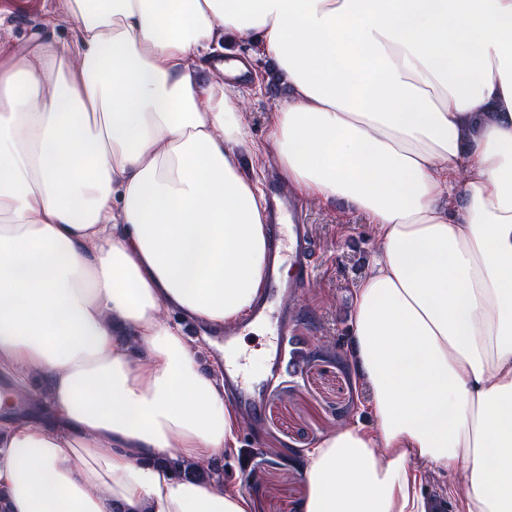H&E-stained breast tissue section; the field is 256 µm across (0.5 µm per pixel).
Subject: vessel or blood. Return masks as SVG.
<instances>
[{"label": "vessel or blood", "mask_w": 512, "mask_h": 512, "mask_svg": "<svg viewBox=\"0 0 512 512\" xmlns=\"http://www.w3.org/2000/svg\"><path fill=\"white\" fill-rule=\"evenodd\" d=\"M267 222L271 228L273 259L265 274L264 293L253 307L250 322L268 326L273 336L271 358L262 379L246 376L244 356L224 362V387L238 401V410L258 420L270 392L269 384L286 366L288 322L294 316L295 295L308 283L313 268L309 227L294 193L283 179L273 181L267 194Z\"/></svg>", "instance_id": "vessel-or-blood-1"}]
</instances>
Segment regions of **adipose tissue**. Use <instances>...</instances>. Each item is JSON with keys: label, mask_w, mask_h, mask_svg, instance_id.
<instances>
[{"label": "adipose tissue", "mask_w": 512, "mask_h": 512, "mask_svg": "<svg viewBox=\"0 0 512 512\" xmlns=\"http://www.w3.org/2000/svg\"><path fill=\"white\" fill-rule=\"evenodd\" d=\"M68 40L0 41V406L6 512H252L175 473L241 417L181 320L262 294L273 156L299 195L363 214L350 365L372 427L306 452L296 512H512V0H60ZM258 48L288 94L268 145L223 71Z\"/></svg>", "instance_id": "obj_1"}]
</instances>
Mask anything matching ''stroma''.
Here are the masks:
<instances>
[{
  "label": "stroma",
  "mask_w": 512,
  "mask_h": 512,
  "mask_svg": "<svg viewBox=\"0 0 512 512\" xmlns=\"http://www.w3.org/2000/svg\"><path fill=\"white\" fill-rule=\"evenodd\" d=\"M37 35L71 37L55 0H0L1 39L22 51ZM240 92L250 102L251 136L264 140L286 87L273 79ZM304 204L316 263L296 301L299 355L277 381L261 420L241 431L238 451L222 458L232 486L252 499L254 512H295L305 491L299 457L325 432L371 422L368 392L350 366V320L352 288L372 261L375 239L363 216L343 205L315 198Z\"/></svg>",
  "instance_id": "1"
}]
</instances>
